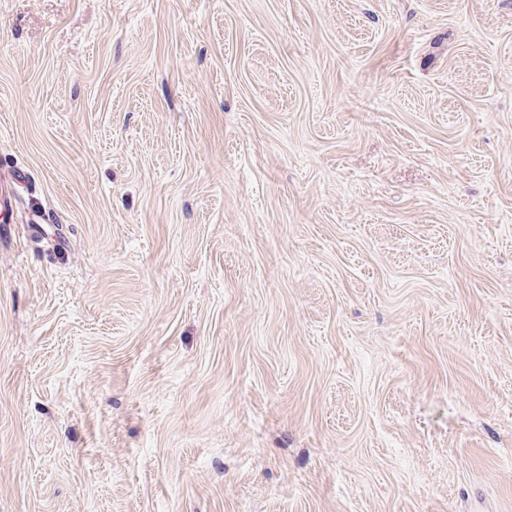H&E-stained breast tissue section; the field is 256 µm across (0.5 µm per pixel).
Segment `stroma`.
Returning <instances> with one entry per match:
<instances>
[{
    "label": "stroma",
    "instance_id": "1",
    "mask_svg": "<svg viewBox=\"0 0 512 512\" xmlns=\"http://www.w3.org/2000/svg\"><path fill=\"white\" fill-rule=\"evenodd\" d=\"M1 186L0 512H512V0H0Z\"/></svg>",
    "mask_w": 512,
    "mask_h": 512
}]
</instances>
